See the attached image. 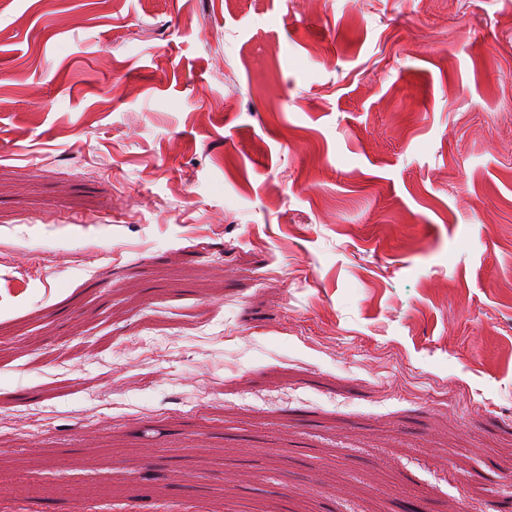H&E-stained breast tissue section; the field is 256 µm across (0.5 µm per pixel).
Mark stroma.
<instances>
[{"label":"stroma","instance_id":"obj_1","mask_svg":"<svg viewBox=\"0 0 512 512\" xmlns=\"http://www.w3.org/2000/svg\"><path fill=\"white\" fill-rule=\"evenodd\" d=\"M410 496L512 504V0H0V512Z\"/></svg>","mask_w":512,"mask_h":512}]
</instances>
